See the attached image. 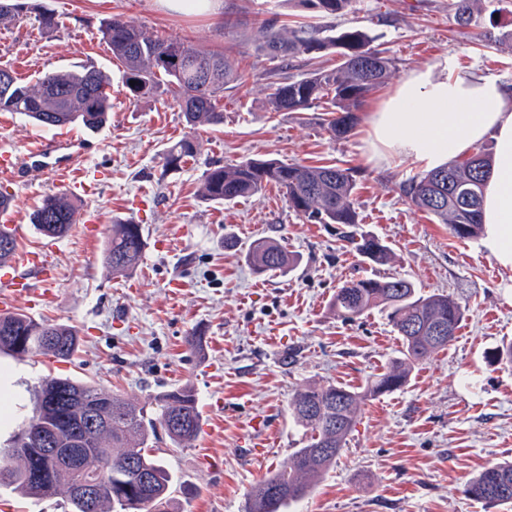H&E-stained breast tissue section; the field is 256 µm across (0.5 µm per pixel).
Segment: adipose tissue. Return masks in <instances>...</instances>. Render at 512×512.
Instances as JSON below:
<instances>
[{
	"label": "adipose tissue",
	"mask_w": 512,
	"mask_h": 512,
	"mask_svg": "<svg viewBox=\"0 0 512 512\" xmlns=\"http://www.w3.org/2000/svg\"><path fill=\"white\" fill-rule=\"evenodd\" d=\"M495 144L483 203L485 241L512 270V90L470 71L410 73L367 118L363 152L375 164L442 167L485 139Z\"/></svg>",
	"instance_id": "obj_1"
}]
</instances>
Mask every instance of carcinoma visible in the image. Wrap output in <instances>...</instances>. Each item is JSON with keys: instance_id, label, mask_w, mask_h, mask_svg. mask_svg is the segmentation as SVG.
I'll return each mask as SVG.
<instances>
[{"instance_id": "carcinoma-1", "label": "carcinoma", "mask_w": 512, "mask_h": 512, "mask_svg": "<svg viewBox=\"0 0 512 512\" xmlns=\"http://www.w3.org/2000/svg\"><path fill=\"white\" fill-rule=\"evenodd\" d=\"M325 15L339 16L352 0H300ZM480 0H451L462 28L481 24ZM23 12L18 0H0V23ZM102 34L121 65L126 97L138 101L167 96L182 112L186 126L224 125V112L216 103L224 88L246 80L230 57L203 53L176 37L149 32L134 19L115 14ZM256 50L278 59L285 68L300 58L336 50L340 64L332 70L316 68L305 76L269 87L271 112H295L316 102L325 104L324 126L334 139L353 128L355 111L391 76L393 62L374 46L375 37L362 30L338 31L333 27L303 25L289 32L266 20L261 25ZM135 85H130V81ZM112 76L95 66H72L42 72L25 82L7 67H0V112H14L45 128L65 124L97 133L110 125ZM194 138L185 136L166 154V165L178 167L194 157ZM491 158L483 150L455 160L443 168L414 176L400 185L402 195L415 208L449 227L459 239L483 233L481 215L484 177ZM276 185L288 207L317 224L357 223L353 195L355 175L336 165L311 166L276 158H255L236 164L208 167L198 190L213 203L247 199ZM75 202L63 193H50L30 213V223L43 236L60 238L77 223ZM346 247L369 264L383 266L391 249L374 235H343ZM146 248L144 228L131 221L112 222L104 248V263L116 274L134 271ZM245 258L257 274L284 272L296 262L278 242L259 239L245 249ZM332 309L353 320L373 309L385 313L400 337L399 355L362 388L342 385L305 386L289 404L296 424L309 432L303 447L288 463L251 486L248 512H288L307 497L330 469L347 437L356 427L361 404L398 390L412 369L430 355L445 349L464 317V308L444 293H422L411 280L370 276L343 284L333 296ZM446 329L448 341L437 344L431 330ZM78 331L67 324L35 319L17 310L0 313V355L22 358L45 355L57 362L71 361L79 350ZM492 364L512 365V342L489 353ZM155 408L104 387L71 376L48 375L35 390L31 417L14 434L10 446L0 448V487L27 498L44 500L60 495L68 512H169L174 501V478L149 441L163 433L176 448L197 438L202 415L191 387L172 388L154 398ZM51 438L60 452L45 454L42 440ZM97 477L99 492L85 499L70 492L82 476ZM148 477V484L140 478ZM468 495L485 505L512 503V462L485 467L469 483Z\"/></svg>"}]
</instances>
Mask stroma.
Instances as JSON below:
<instances>
[{"label":"stroma","mask_w":512,"mask_h":512,"mask_svg":"<svg viewBox=\"0 0 512 512\" xmlns=\"http://www.w3.org/2000/svg\"><path fill=\"white\" fill-rule=\"evenodd\" d=\"M449 0H353L341 16H320L296 0H222L233 27L218 28L208 15L164 9L159 0H27L16 25L0 26V66L24 80L40 71L93 65L111 72L112 120L93 134L79 131L61 158L77 159L95 178L81 208L102 221L93 230L74 226L56 242L55 285L37 319L74 326L82 340L69 363L44 357L0 358L11 390L0 398L12 421L0 425L6 447L18 421L30 415L34 388L48 374H67L139 400L189 384L202 414L190 446L160 441L161 457L181 484L174 512H247V493L300 447L305 431L289 409L295 389L307 384L362 387L397 356L401 342L384 313L349 322L331 301L345 282L375 269L343 248L340 224H313L268 187L226 204L204 201L198 186L208 165L274 157L307 165L357 170L353 231L382 239L393 251L391 273L425 293L444 292L465 308L448 347L421 362L400 390L367 401L335 464L312 494L291 512H512L487 508L466 492L470 478L489 464L512 461V367L489 364L487 351L512 340V272L504 270L482 238L461 240L448 225L416 211L400 184L420 168L405 162L369 163L361 145L367 115L379 94L366 98L346 138L334 140L318 106L272 112L266 86L277 61L255 50L259 25L274 18L284 27L304 23L370 32L394 62L390 84L412 70L450 60L512 84V13L497 19L499 42L479 28H461ZM53 10L62 23L43 30L38 12ZM122 13L163 37L203 51L237 57L247 74L218 101L223 127L200 132V150L173 169L171 146L188 133L181 112L154 98L130 102L118 62L101 34L102 23ZM48 129L7 112L0 116V150L24 155ZM56 174L18 182L14 221L17 245L43 240L29 215L50 192ZM143 225L141 264L115 277L103 251L115 219ZM278 241L298 257L285 272L254 273L243 245ZM182 288H174L173 280ZM205 343L190 348L189 336Z\"/></svg>","instance_id":"1"}]
</instances>
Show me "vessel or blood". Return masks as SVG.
<instances>
[{"mask_svg":"<svg viewBox=\"0 0 512 512\" xmlns=\"http://www.w3.org/2000/svg\"><path fill=\"white\" fill-rule=\"evenodd\" d=\"M60 145L59 140L42 139L30 147L27 162H20L17 156L8 151L0 152V179L16 183L27 177H35L45 174L46 169L42 164L53 152L57 151ZM63 186L73 195L89 193L92 189L91 183L86 182L85 173L75 163H68L64 173ZM56 248L54 240H46L39 249L17 253L12 259L5 262L4 272L0 273V312L13 311L17 302H26L29 306H38L43 299L44 289L53 287L55 281L54 267L50 257ZM37 268L42 273L41 291L29 294L23 293L17 288L14 271L24 268Z\"/></svg>","mask_w":512,"mask_h":512,"instance_id":"obj_1","label":"vessel or blood"}]
</instances>
